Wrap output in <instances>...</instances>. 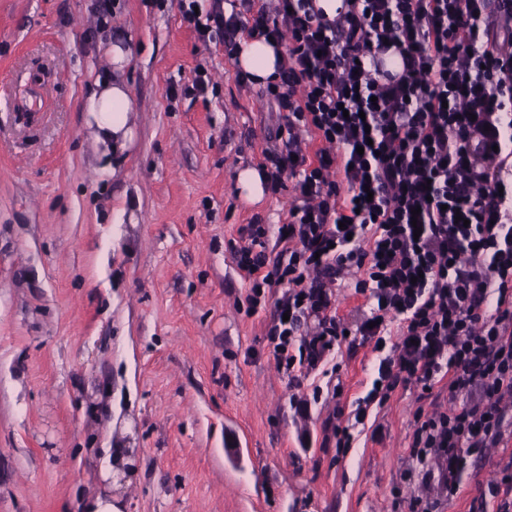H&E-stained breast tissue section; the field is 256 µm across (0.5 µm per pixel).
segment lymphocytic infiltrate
<instances>
[{"label":"lymphocytic infiltrate","instance_id":"f902f5d3","mask_svg":"<svg viewBox=\"0 0 512 512\" xmlns=\"http://www.w3.org/2000/svg\"><path fill=\"white\" fill-rule=\"evenodd\" d=\"M314 2L180 3L228 58L242 37L282 57L263 89L279 123L259 172L293 203L278 227L256 214L239 229L247 312L280 288L267 336L301 384L345 338L332 286L357 269L369 310L356 333L380 359L348 426L325 422L323 441L351 447L397 388L427 400L447 378L449 408L415 415L403 478L450 500L469 458L512 439V0H343L334 19ZM490 506L512 512V459L470 512Z\"/></svg>","mask_w":512,"mask_h":512}]
</instances>
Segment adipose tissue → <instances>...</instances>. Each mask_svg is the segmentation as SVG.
<instances>
[{
  "instance_id": "1",
  "label": "adipose tissue",
  "mask_w": 512,
  "mask_h": 512,
  "mask_svg": "<svg viewBox=\"0 0 512 512\" xmlns=\"http://www.w3.org/2000/svg\"><path fill=\"white\" fill-rule=\"evenodd\" d=\"M109 52L112 69L96 79L95 88L85 99L83 110L96 124L98 141L116 155L126 150L133 139V131L128 124L133 100L121 78L130 49L117 41L111 44Z\"/></svg>"
}]
</instances>
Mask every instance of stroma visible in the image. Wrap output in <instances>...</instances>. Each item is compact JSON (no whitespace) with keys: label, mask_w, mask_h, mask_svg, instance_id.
<instances>
[{"label":"stroma","mask_w":512,"mask_h":512,"mask_svg":"<svg viewBox=\"0 0 512 512\" xmlns=\"http://www.w3.org/2000/svg\"><path fill=\"white\" fill-rule=\"evenodd\" d=\"M97 18V0H0V512H79L97 494L121 512H394L416 493L401 475L419 387L380 409V436L337 455L323 424L346 425L377 353L343 343V392L315 404L269 353L268 306L245 313L238 230L287 221L293 200L239 192L278 124L261 85L236 83L179 0H119ZM116 36L135 139L109 169L82 105ZM107 443L128 449L129 474L104 478ZM511 457L470 462L439 512H469Z\"/></svg>","instance_id":"35a3bbf8"}]
</instances>
